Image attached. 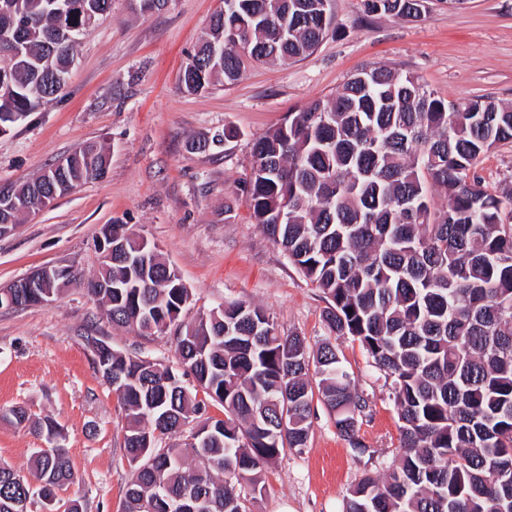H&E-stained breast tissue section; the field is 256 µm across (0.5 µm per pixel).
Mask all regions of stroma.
I'll list each match as a JSON object with an SVG mask.
<instances>
[{
	"instance_id": "stroma-1",
	"label": "stroma",
	"mask_w": 512,
	"mask_h": 512,
	"mask_svg": "<svg viewBox=\"0 0 512 512\" xmlns=\"http://www.w3.org/2000/svg\"><path fill=\"white\" fill-rule=\"evenodd\" d=\"M218 0H166L143 13L112 0L110 14L80 40L62 97L0 136V184L31 179L88 141L109 146L107 175L58 199L35 218L0 228V288L48 265L80 273L83 283L54 303L0 309V409L24 406L66 435L77 481L61 501L87 512H120L131 478L123 447V409L96 373L86 339L168 363L166 336L143 337L102 317L84 282L98 267L103 227L123 224L158 244L191 293L180 319L246 302L264 308L281 334L310 348L327 335L322 293L251 223L244 188L254 139L288 113L334 93L357 68L385 65L421 77L454 102L490 98L512 105V0H424L419 18L367 15L363 0H333V25L299 61L249 64L237 84L187 94L178 75L198 46ZM236 139L194 149L224 128ZM236 204L225 218V201ZM341 349L372 412L350 447L321 401H314L305 448L283 453L249 495L248 512H342L349 490L382 474L399 444L398 416L384 378L358 343ZM40 437L0 421V462L28 472Z\"/></svg>"
}]
</instances>
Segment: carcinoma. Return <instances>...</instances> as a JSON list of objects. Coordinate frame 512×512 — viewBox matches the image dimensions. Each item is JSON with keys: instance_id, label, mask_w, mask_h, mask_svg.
Wrapping results in <instances>:
<instances>
[{"instance_id": "1", "label": "carcinoma", "mask_w": 512, "mask_h": 512, "mask_svg": "<svg viewBox=\"0 0 512 512\" xmlns=\"http://www.w3.org/2000/svg\"><path fill=\"white\" fill-rule=\"evenodd\" d=\"M178 80L188 93L229 87L250 62L305 57L328 32L331 0H223ZM112 0H0V124L15 127L65 89L80 38ZM365 12L417 18L420 0H364ZM512 143V107L473 100L459 111L419 76L361 68L255 140L246 186L253 223L323 294L328 336L315 351L282 336L261 307L233 302L178 322L191 293L147 237L100 257L112 282L102 315L144 336L171 333L176 365L117 349L92 356L124 412L132 478L122 512H246L245 491L309 438L314 394L350 447L370 413L337 341L358 343L390 382L399 445L343 512H512V189L490 191L483 156ZM109 149L84 144L65 166L11 184L0 224H19L102 179ZM444 194L443 209L434 192ZM80 282L74 271L20 303ZM224 408L208 415L207 401ZM0 419L45 447L24 475L0 464V512H32L41 492L76 483L61 430L22 406ZM192 425L191 455L165 440Z\"/></svg>"}]
</instances>
